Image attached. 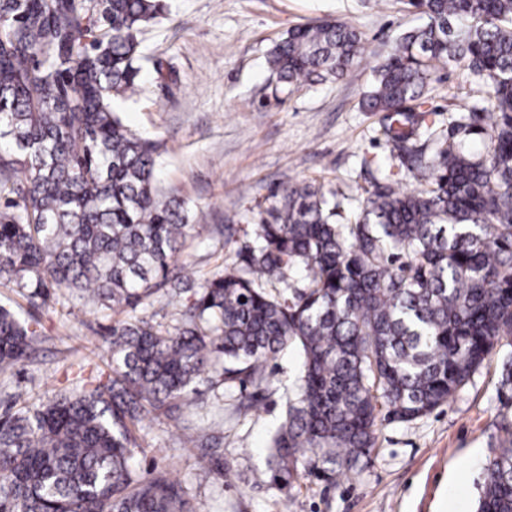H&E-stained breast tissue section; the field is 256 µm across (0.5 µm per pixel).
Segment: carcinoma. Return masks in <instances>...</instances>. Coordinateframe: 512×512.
I'll return each instance as SVG.
<instances>
[{
    "label": "carcinoma",
    "mask_w": 512,
    "mask_h": 512,
    "mask_svg": "<svg viewBox=\"0 0 512 512\" xmlns=\"http://www.w3.org/2000/svg\"><path fill=\"white\" fill-rule=\"evenodd\" d=\"M427 23L401 33L362 108L418 182L389 174L348 211L311 183L272 194L235 261L195 286L171 271L194 224L156 181L158 147L117 101L160 63L140 35L159 0H0V285L31 299L78 298L125 315L102 348L111 374L0 417V512H195L164 471L135 463L139 424L195 403L196 383L275 387L267 363L301 354L267 467L278 489L330 484L371 459L379 423L448 403L489 353L512 348V0H405ZM339 21L292 28L273 48L279 82L339 78L360 60ZM467 73L488 105L450 132L419 118L436 65ZM478 129L479 152L456 139ZM193 292L173 330L136 315L158 291ZM36 330L0 305V371ZM474 512H512V441L485 465Z\"/></svg>",
    "instance_id": "obj_1"
}]
</instances>
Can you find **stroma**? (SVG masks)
<instances>
[{
    "mask_svg": "<svg viewBox=\"0 0 512 512\" xmlns=\"http://www.w3.org/2000/svg\"><path fill=\"white\" fill-rule=\"evenodd\" d=\"M162 3L160 17L140 36L162 71L145 74L141 94L121 103V118L158 144L165 195L186 201L195 223L231 222L237 229L224 245L189 241L175 258L182 273L201 281L221 272L279 185H321L346 208L390 171L400 174L402 188L416 187L380 136L379 114L361 109L395 37L420 23L402 0ZM314 20H340L357 30L361 60L340 79L279 83L270 51L290 29ZM483 96L466 72L440 65L423 100L444 124L449 108ZM0 304L37 331L31 358L0 372V414L80 392L88 378L109 374L99 348L112 313L74 298L32 300L3 286ZM503 355L494 350L447 405L411 422L383 423L369 463L333 485L311 478L287 492L264 478L267 444L299 366L294 351L269 361L277 390L247 417L217 404L205 379L196 385L204 404L188 410L186 426L145 415L136 463L188 487L198 512H473L483 463L507 440L504 424L512 425V398L500 390ZM187 428L214 435L221 468L201 463L202 449L184 447Z\"/></svg>",
    "mask_w": 512,
    "mask_h": 512,
    "instance_id": "1",
    "label": "stroma"
}]
</instances>
